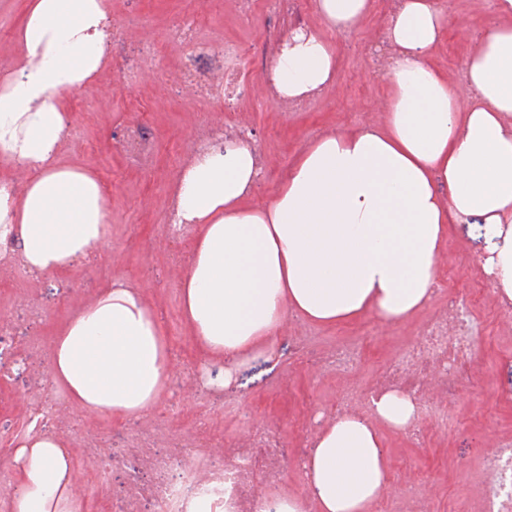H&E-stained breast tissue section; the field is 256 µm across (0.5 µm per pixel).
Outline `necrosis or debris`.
Here are the masks:
<instances>
[{"label":"necrosis or debris","instance_id":"necrosis-or-debris-1","mask_svg":"<svg viewBox=\"0 0 512 512\" xmlns=\"http://www.w3.org/2000/svg\"><path fill=\"white\" fill-rule=\"evenodd\" d=\"M184 80L198 92L223 97L228 111L241 95L242 80L233 70L214 72L204 84L190 70ZM473 347L467 302L450 297L446 312L432 318L424 336L386 366L368 395L374 398L395 389L410 396L416 405V419L406 433L419 438L422 419L447 424L448 409L443 401L468 383ZM224 456L225 463L218 465L194 443L176 441L168 454L152 456L154 483L130 482L128 500L151 498L157 512H263L264 496L257 487L278 485L288 462L279 431L259 429L243 446L225 449ZM481 477L484 512H512V442L498 445L483 462Z\"/></svg>","mask_w":512,"mask_h":512}]
</instances>
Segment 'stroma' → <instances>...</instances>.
Here are the masks:
<instances>
[{
    "label": "stroma",
    "instance_id": "1",
    "mask_svg": "<svg viewBox=\"0 0 512 512\" xmlns=\"http://www.w3.org/2000/svg\"><path fill=\"white\" fill-rule=\"evenodd\" d=\"M440 2L450 25L431 62L447 72L463 103L470 96L464 63L477 38L496 23V4ZM393 6L394 0H376L373 15L358 30L328 33L338 61L335 83L306 100L301 110L287 111L266 94V74L292 17L318 26L314 0H294L290 11L275 15L266 0L246 5L241 0H110L112 26L120 37L111 44L109 66L69 99L58 160L92 172L101 182L112 202L111 243L92 261L75 263L61 274L0 278V359L22 361L18 370L0 372V447L12 449L42 433L64 439L81 488V512H114L124 503L131 479L151 480L134 447L155 429L160 432L152 443L157 451L181 438L219 456L257 429L279 427L290 461L282 484L308 496L298 462L310 455L316 432L334 416L343 393L372 384L450 297L472 288L483 291L471 309L473 381L452 400V418L441 427L426 424L427 436L418 444L400 431L385 427L381 433L394 484L416 479L422 494L432 496L434 512H481L483 460L500 439L512 437V313L498 308L484 271L487 253L472 226L450 225L439 266L441 286L425 309L400 322L367 314L333 327L288 318L277 337L276 357L250 359L225 387H202L204 354L182 315L181 272L193 233L175 235L168 217L176 177L200 136L220 128L254 142L263 167L254 199L271 200L315 139L384 121L387 82L375 48ZM25 7L26 0H0V72L19 55L15 31ZM183 15L199 20L198 37L209 52L221 53L227 44L237 47L236 64L253 91L240 97L235 111H225L221 98L201 99L180 85L194 50L168 48L164 40ZM116 279L144 290L174 354L172 376L159 402L129 421L71 410L49 377L57 329ZM350 338L362 342V362L343 377L323 371L330 349ZM92 448L102 449L110 461L106 474L91 469L87 452Z\"/></svg>",
    "mask_w": 512,
    "mask_h": 512
}]
</instances>
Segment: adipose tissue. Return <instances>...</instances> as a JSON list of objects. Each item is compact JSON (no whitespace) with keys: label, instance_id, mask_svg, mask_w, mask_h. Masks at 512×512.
<instances>
[{"label":"adipose tissue","instance_id":"ef3b65f1","mask_svg":"<svg viewBox=\"0 0 512 512\" xmlns=\"http://www.w3.org/2000/svg\"><path fill=\"white\" fill-rule=\"evenodd\" d=\"M374 0H315L324 29L355 31ZM465 61L473 91L460 105L427 58L448 30L438 0H397L383 125L328 133L304 150L271 202L248 205L261 171L248 141L200 147L182 169L173 221L193 230L181 279L183 316L209 361L273 357L290 315L335 325L372 313L398 322L424 309L452 224L477 225L485 269L512 300V0ZM108 0H30L16 33L22 54L0 76V244L22 241L30 273L53 274L109 243L111 203L91 173L60 165L66 99L104 67ZM337 77L332 45L307 26L281 40L267 73L277 99L302 101ZM172 364L163 325L140 288L116 280L59 329L50 374L76 410L120 419L153 407ZM413 401L392 390L369 419L326 422L303 464L312 502L285 489L278 512H372L391 484L379 425L400 431ZM21 490L8 512H76L65 443L44 434L15 451Z\"/></svg>","mask_w":512,"mask_h":512}]
</instances>
